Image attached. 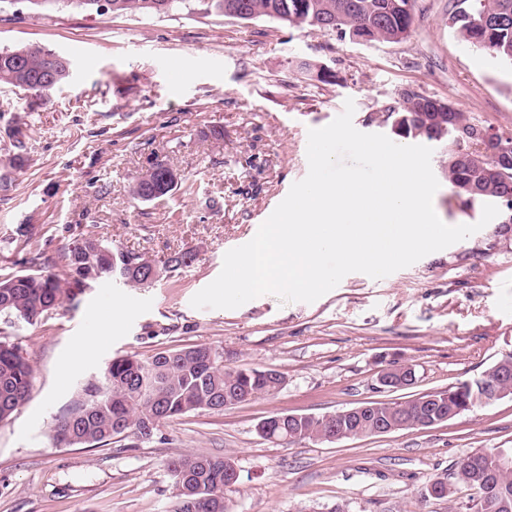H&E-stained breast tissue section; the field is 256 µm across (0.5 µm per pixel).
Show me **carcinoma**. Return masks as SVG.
<instances>
[{"label": "carcinoma", "instance_id": "cac0c4a2", "mask_svg": "<svg viewBox=\"0 0 512 512\" xmlns=\"http://www.w3.org/2000/svg\"><path fill=\"white\" fill-rule=\"evenodd\" d=\"M30 6L50 11L74 5L97 9V0H24ZM114 13L161 15L178 9L185 0H110ZM201 9L241 20L270 17L292 27H310L337 32L366 43L400 42L411 34L415 0H199ZM450 23L460 40L489 56L512 64V0H456ZM51 52L41 47L0 51V84L32 95L43 84L48 70L54 84L64 82L70 64L54 63ZM383 123L395 137L426 140L444 147V174L462 207L494 202L500 207L499 223L512 221V157L498 159L479 151L477 128L458 108L415 90L401 92L397 104L383 115ZM163 172L152 165L133 188L138 199L158 186ZM28 249L26 272L0 275V317L31 324L43 314L74 301L113 267L129 262L148 268L152 259L120 251L100 237L74 239L55 258L44 256L32 236L18 228ZM193 250L169 258L163 271L190 265ZM34 371L16 344L0 341V422L10 418L28 399ZM272 368L238 369L224 365V349L207 344H187L151 356L127 354L116 357L103 379L89 382L84 397L61 413L52 438L65 436L67 445L106 447L115 439L151 440L166 420L199 410L221 412L256 398L275 393L277 377ZM512 384V353L495 361L471 385L461 382L436 399L416 398L403 403L368 402L359 415L343 408L333 415H307L281 428L271 425L266 439L288 443L320 440L339 431L372 432L379 422L402 430L441 423L455 408L468 411L481 405L485 386ZM493 451L465 456L456 463L451 477L443 476L439 498H452L456 487L476 490L472 512H512L499 508L502 500L512 505V470L490 468ZM224 463L222 456L187 454L167 463L176 488L175 512H226L224 509Z\"/></svg>", "mask_w": 512, "mask_h": 512}]
</instances>
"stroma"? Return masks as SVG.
I'll list each match as a JSON object with an SVG mask.
<instances>
[{
  "instance_id": "obj_1",
  "label": "stroma",
  "mask_w": 512,
  "mask_h": 512,
  "mask_svg": "<svg viewBox=\"0 0 512 512\" xmlns=\"http://www.w3.org/2000/svg\"><path fill=\"white\" fill-rule=\"evenodd\" d=\"M453 3L416 0L410 36L375 44L205 14L194 0L162 16L0 7V50L39 46L70 62L68 79L41 98L0 85V275L27 268L23 224L50 256L88 235L157 260L196 252L152 287L104 278L35 324L0 320V340L34 370L28 401L0 422V512H172L167 463L187 453L235 461L230 512H332L342 502L348 512H464L471 489L449 501L422 492L477 449H512V396L430 428L336 442L273 443L257 426L275 413L443 391L512 352V230L488 223L385 278L348 274L311 303L265 294L232 310L190 304L307 175L309 129L346 99L364 133H386L385 108L412 89L512 134V65L457 38ZM320 66L335 80L319 81ZM19 137L24 162L12 167ZM158 160L178 185L161 200L134 199L135 178ZM186 344L220 346L226 365L273 368L284 383L269 399L168 420L146 442L53 443L57 416L113 357ZM405 364L416 369L411 388L379 387L383 369Z\"/></svg>"
}]
</instances>
